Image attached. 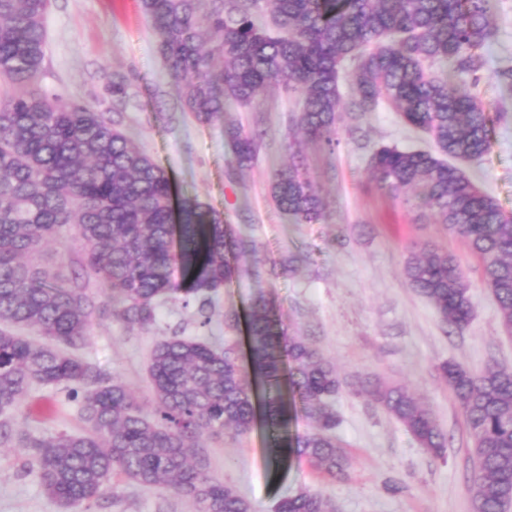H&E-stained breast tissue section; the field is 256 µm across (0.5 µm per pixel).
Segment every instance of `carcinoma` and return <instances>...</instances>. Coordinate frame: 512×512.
Returning a JSON list of instances; mask_svg holds the SVG:
<instances>
[{
  "label": "carcinoma",
  "instance_id": "cac0c4a2",
  "mask_svg": "<svg viewBox=\"0 0 512 512\" xmlns=\"http://www.w3.org/2000/svg\"><path fill=\"white\" fill-rule=\"evenodd\" d=\"M49 0H0V446L36 469L44 493L66 510L89 512L117 477L193 500L199 512H252L237 490L214 479L202 449L231 430L239 438L257 420L256 387L268 391L265 420L274 458L296 454L330 476L349 460L336 435V397L347 387L336 366L306 337L285 330L273 302L256 296L247 333L252 377L236 347L166 336L153 347L150 395L105 379L74 354L90 337L99 307L83 283L67 282L33 261L41 247L74 233L85 269L112 293V317L129 326L154 323L159 305L176 296L194 305L200 326L211 323L213 296L241 275L233 262L255 251L235 237L224 214L194 199L174 200L168 173L114 123L85 103L27 90L45 58ZM157 49L178 81L177 101L201 124L223 122L229 102L249 106L275 86L301 99L293 117L304 136L332 151L344 108L343 63L356 112L383 105L430 134L435 151L381 145L370 158L378 187L425 206L448 233L465 240L485 266L501 326L512 334V214L445 157H480L492 145L494 119L467 87L431 72L449 63L476 83L494 36L497 0H140ZM236 167H252L256 135L224 122ZM274 205L295 224L324 217L317 183L301 155L275 171ZM181 269V278L173 268ZM410 286L440 320L471 319L470 286L458 260L424 246L403 262ZM35 329L41 342L22 335ZM473 443V512L512 505V366L480 370L442 366ZM86 386L85 428L41 439L13 429V417L36 386ZM351 392L404 426L421 447L444 454L447 434L428 403L406 387L367 378ZM313 423L292 439L283 426L293 412ZM276 512H332L322 494L303 490Z\"/></svg>",
  "mask_w": 512,
  "mask_h": 512
}]
</instances>
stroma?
<instances>
[{
	"label": "stroma",
	"mask_w": 512,
	"mask_h": 512,
	"mask_svg": "<svg viewBox=\"0 0 512 512\" xmlns=\"http://www.w3.org/2000/svg\"><path fill=\"white\" fill-rule=\"evenodd\" d=\"M492 22L496 38L484 49L486 66L475 92L504 117L494 125L490 152L461 168L512 214V88L498 79L501 68L512 66V0H499ZM46 29L45 60L33 90L91 104L108 116L120 113L123 130L167 171L179 197L223 212L234 233L253 239L265 257L256 275L246 271L250 258H240L245 272L220 290L209 330L236 345L243 368L251 366L246 315L251 298L261 293L274 299L284 328L306 336L347 381L380 377L406 386L430 404L448 435L444 457H434L400 423L346 390L335 403L349 458L346 477H330L296 455L273 463L262 420L246 437L227 434L210 442L211 475L248 499L253 512H275L281 497L303 489L330 499L336 512H472V440L439 367L512 366V335L501 328L482 260L436 224L430 210L407 208L384 194L369 163L380 145L429 150L430 137L383 106L356 118L342 112L335 152L301 145L326 209L319 223L295 224L275 208L269 185L273 172L288 164L289 145L297 138L289 123L296 97L271 87L249 107L228 106V118L263 135L257 163L239 171L223 123L202 125L176 109V82L161 62L155 31L138 0H50ZM117 81L123 84L119 95L113 91ZM427 244L453 254L471 285L472 316L465 327L446 329L434 306L401 274L408 252ZM292 256L304 257V265L288 269ZM82 259L83 248L70 235L39 255L65 279L81 270ZM209 331L194 308L173 300L159 306L154 324L145 328L94 318L91 340L79 355L145 399L155 342ZM17 423L43 439L83 428L79 403L60 386L33 388ZM120 491L93 512H197L193 501L171 492L130 483ZM0 512H62L36 471L11 448H0Z\"/></svg>",
	"instance_id": "35a3bbf8"
}]
</instances>
